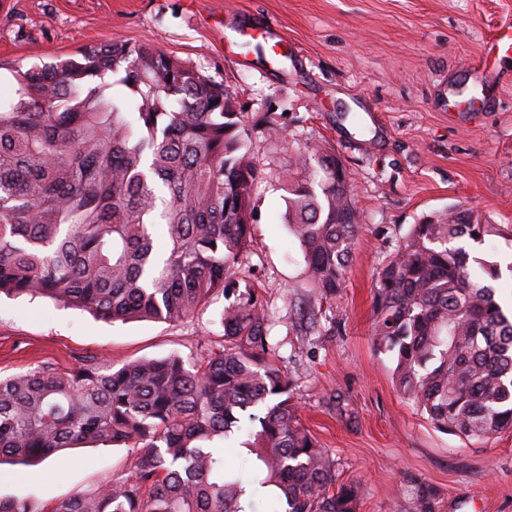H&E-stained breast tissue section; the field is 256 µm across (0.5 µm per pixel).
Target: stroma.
I'll use <instances>...</instances> for the list:
<instances>
[{
	"instance_id": "35a3bbf8",
	"label": "stroma",
	"mask_w": 512,
	"mask_h": 512,
	"mask_svg": "<svg viewBox=\"0 0 512 512\" xmlns=\"http://www.w3.org/2000/svg\"><path fill=\"white\" fill-rule=\"evenodd\" d=\"M512 0H0V96L14 73L86 46L146 45L187 61L231 91L247 123L276 121L292 142L319 141L343 160L361 228L346 282L313 308L304 254L283 224L280 190H257V221L240 259L272 319L269 344L294 376L303 425L326 448L337 483L361 490L358 512H512V430L467 441L439 430L392 382L373 341L378 267L411 224L455 205L512 226V51L489 37ZM504 272L512 306V236L467 243ZM217 297L176 324L108 323L48 298L0 299V376L89 359L114 367L221 349ZM135 449L70 450L63 469L0 465V497L38 512L125 474Z\"/></svg>"
}]
</instances>
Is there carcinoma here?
<instances>
[{
    "label": "carcinoma",
    "instance_id": "carcinoma-1",
    "mask_svg": "<svg viewBox=\"0 0 512 512\" xmlns=\"http://www.w3.org/2000/svg\"><path fill=\"white\" fill-rule=\"evenodd\" d=\"M108 72L123 73L124 96ZM15 80L0 98V295L51 298L106 322L178 323L233 282L267 179L315 299L344 287L360 224L335 150L306 143L270 167L244 113L224 110V84L146 46H86ZM260 134L271 151L287 142L272 120ZM501 233L470 208L432 213L376 276L373 335L397 391L468 440L512 428V317L496 300L500 266L472 278L457 242ZM269 319L246 287L224 307L223 348L194 364L171 355L0 378V462L39 465L87 440L138 450L126 474L52 512H257L249 485L274 488L270 512H356L358 487L336 484L299 419L293 378L269 356ZM257 406L254 443L231 468L217 443ZM0 512L37 510L0 497Z\"/></svg>",
    "mask_w": 512,
    "mask_h": 512
}]
</instances>
